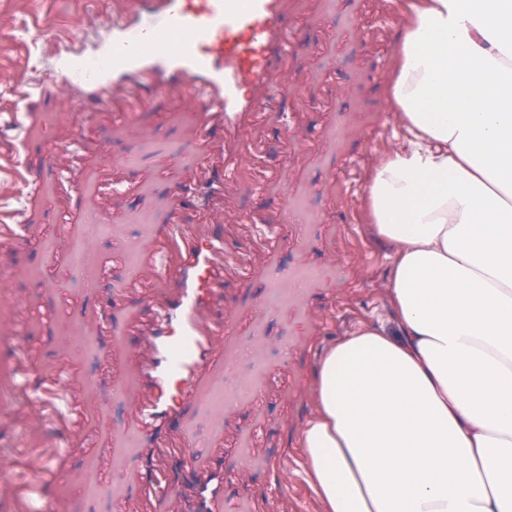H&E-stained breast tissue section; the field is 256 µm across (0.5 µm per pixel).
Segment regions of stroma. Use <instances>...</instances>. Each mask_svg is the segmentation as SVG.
Wrapping results in <instances>:
<instances>
[{
  "mask_svg": "<svg viewBox=\"0 0 512 512\" xmlns=\"http://www.w3.org/2000/svg\"><path fill=\"white\" fill-rule=\"evenodd\" d=\"M406 2L288 0L300 26L288 88L273 91L252 133L262 152L242 157L218 198L193 183V110L152 103L143 137L96 110L80 131L45 80L58 52L111 47L103 22L112 0H0V30L12 34L0 51V108L9 114L0 148L37 180L31 192L0 169V208L19 211L31 241L0 251V388L24 387L0 405V512H15L18 492L29 506L50 498L63 512L132 501L149 445L131 406L136 372L119 391L102 367L112 352L140 347L127 328L146 305L127 286L147 275L140 255L176 212L222 221L229 266L253 270L245 282L226 275V361L173 425L190 444L187 472L173 480L182 512H194L192 488L210 472L224 477V512H251L264 495L270 512H319L285 448L311 412L302 386L321 352L383 312L389 248L369 240L363 201L372 158L398 142L384 88ZM241 215L287 225L284 248L254 251ZM116 250L128 262L103 272ZM61 358L72 383L92 384L75 432L38 418V386Z\"/></svg>",
  "mask_w": 512,
  "mask_h": 512,
  "instance_id": "35a3bbf8",
  "label": "stroma"
}]
</instances>
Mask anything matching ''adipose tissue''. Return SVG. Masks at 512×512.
Masks as SVG:
<instances>
[{"label":"adipose tissue","mask_w":512,"mask_h":512,"mask_svg":"<svg viewBox=\"0 0 512 512\" xmlns=\"http://www.w3.org/2000/svg\"><path fill=\"white\" fill-rule=\"evenodd\" d=\"M404 131L366 173L395 331L307 378L322 512H512V0H415L385 89Z\"/></svg>","instance_id":"1"}]
</instances>
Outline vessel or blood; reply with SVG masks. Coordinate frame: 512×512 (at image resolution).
Here are the masks:
<instances>
[{
	"label": "vessel or blood",
	"instance_id": "b4317fda",
	"mask_svg": "<svg viewBox=\"0 0 512 512\" xmlns=\"http://www.w3.org/2000/svg\"><path fill=\"white\" fill-rule=\"evenodd\" d=\"M284 0H112V50L102 64L113 78L84 80L95 100L125 90L131 120L146 100L193 89L199 139L224 133L220 154H206L200 183L212 168L235 174L240 155L253 146L246 129L255 127L273 74H286L288 47L296 30ZM177 260L168 277L173 294L153 307L147 349L138 360L146 392L136 415L146 432H158L173 416L188 413L196 385L224 355L225 321L212 313L224 288L222 234L205 236L195 225L175 223L156 249ZM188 443L176 434L160 437L150 451V477L136 490L137 512H152L154 501L171 491L168 462L182 457ZM207 512H224L223 478L205 479L197 491Z\"/></svg>",
	"mask_w": 512,
	"mask_h": 512
}]
</instances>
